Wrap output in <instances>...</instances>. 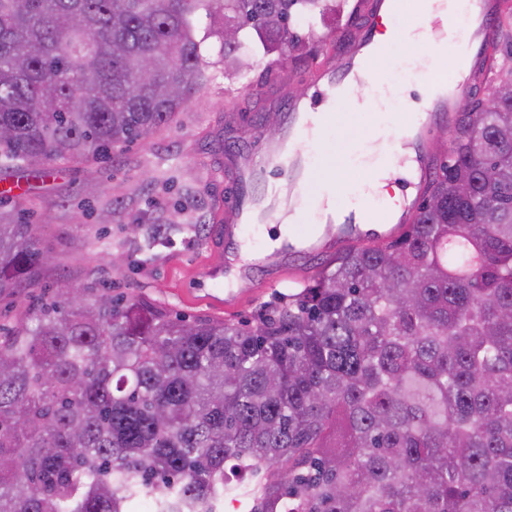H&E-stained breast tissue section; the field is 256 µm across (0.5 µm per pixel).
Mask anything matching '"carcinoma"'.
I'll return each mask as SVG.
<instances>
[{
	"label": "carcinoma",
	"instance_id": "obj_1",
	"mask_svg": "<svg viewBox=\"0 0 512 512\" xmlns=\"http://www.w3.org/2000/svg\"><path fill=\"white\" fill-rule=\"evenodd\" d=\"M410 224L251 323L40 283L0 215V512H512V0ZM336 0H0V165L112 160L168 126L221 36L289 65ZM206 18L203 35L197 22ZM237 33L224 39V28Z\"/></svg>",
	"mask_w": 512,
	"mask_h": 512
}]
</instances>
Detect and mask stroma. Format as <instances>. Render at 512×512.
<instances>
[{"label":"stroma","mask_w":512,"mask_h":512,"mask_svg":"<svg viewBox=\"0 0 512 512\" xmlns=\"http://www.w3.org/2000/svg\"><path fill=\"white\" fill-rule=\"evenodd\" d=\"M205 55L204 77L174 123L123 147L114 161L61 159L53 164V177L43 180L0 166V190L13 191L0 212L25 215L37 225L41 248L55 258L45 271L48 280L141 294L187 316L245 322L274 294L320 270L324 256L295 258L278 277L257 270L248 279L224 281L234 303L217 304L206 293L207 269L224 261L209 241L231 188L224 171L226 146L241 141L248 151H261L265 140L253 135V126L266 112L283 113L290 94H302L312 76L298 70L290 86H283L276 56L247 48L240 53L244 75L225 78L224 55L214 37L206 41ZM431 68L428 54L408 60L404 44L390 51L387 79L378 90L387 97L389 112H402L398 89L420 82ZM369 93L360 86L338 106V121L317 153L320 164L361 139ZM133 224H163L167 233L148 247L143 235L130 232Z\"/></svg>","instance_id":"35a3bbf8"}]
</instances>
